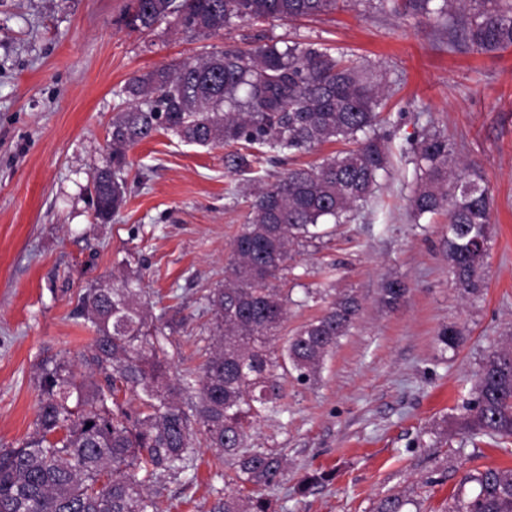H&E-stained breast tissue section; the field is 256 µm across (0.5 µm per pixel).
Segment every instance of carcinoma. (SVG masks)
Instances as JSON below:
<instances>
[{
    "instance_id": "carcinoma-1",
    "label": "carcinoma",
    "mask_w": 512,
    "mask_h": 512,
    "mask_svg": "<svg viewBox=\"0 0 512 512\" xmlns=\"http://www.w3.org/2000/svg\"><path fill=\"white\" fill-rule=\"evenodd\" d=\"M334 8L336 0H132L125 24L150 32L173 16L209 37L233 19L290 21ZM439 12L463 15L465 40L480 53L512 47V0H442ZM123 94L128 106L112 119L110 161L92 175L103 223L125 203L127 151L160 130L205 148H354L257 188L249 223L231 244L224 285L207 296L213 328L202 364L170 375L168 336L142 300L139 271L85 289L76 311L94 333L80 355L88 373L77 377L64 356L42 367L33 431L19 447L0 450V512H168L161 478L196 469L201 448L235 472L234 487L211 512H276L260 489L280 482L286 458L251 446L249 431L280 407L284 376L277 369L295 372L301 383L314 380L360 310L355 296L337 298L285 338L276 357L288 316L279 282L293 269L296 248L321 238L320 226L344 223L387 170L388 148L375 132L385 87L377 74L327 48L266 44L134 76ZM416 160L422 177L408 207L417 218L447 214L455 285L475 293L492 224L483 175L459 160L456 143L441 133L425 136ZM405 293L402 282L388 281L382 302L394 308ZM437 340L454 350L460 332L446 326ZM129 394L137 407L127 404ZM460 427L471 438H512L511 349L482 365ZM464 483L474 490L453 495L448 512H512L511 469L488 468Z\"/></svg>"
}]
</instances>
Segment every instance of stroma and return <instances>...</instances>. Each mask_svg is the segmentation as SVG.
<instances>
[{"label":"stroma","mask_w":512,"mask_h":512,"mask_svg":"<svg viewBox=\"0 0 512 512\" xmlns=\"http://www.w3.org/2000/svg\"><path fill=\"white\" fill-rule=\"evenodd\" d=\"M129 4L0 0V449L33 430L42 363L88 344L79 294L124 264L140 271L153 316L173 325V366L198 364L212 323L206 297L224 282L254 188L342 149L267 153L236 169L227 148L162 130L129 149L126 202L101 224L91 175L109 156L128 79L213 50L313 43L381 77L377 131L390 164L347 223L300 247L285 280L287 332L346 293L360 311L316 381L287 378L281 412L252 429V446L288 459L266 494L277 512H375L394 494L403 512H446L465 476L512 469L511 439H472L457 425L485 360L512 347V47L481 54L464 42L461 16L395 15L371 0L292 21L235 20L211 38L165 22L131 30L121 21ZM435 131L489 187L493 222L474 294L455 286L446 214L416 220L408 208L415 149ZM390 279L407 288L394 309L381 300ZM446 326L462 331L459 348L437 343ZM231 472L200 449L193 484L163 481L169 512H211ZM310 475L317 483L301 487Z\"/></svg>","instance_id":"35a3bbf8"}]
</instances>
